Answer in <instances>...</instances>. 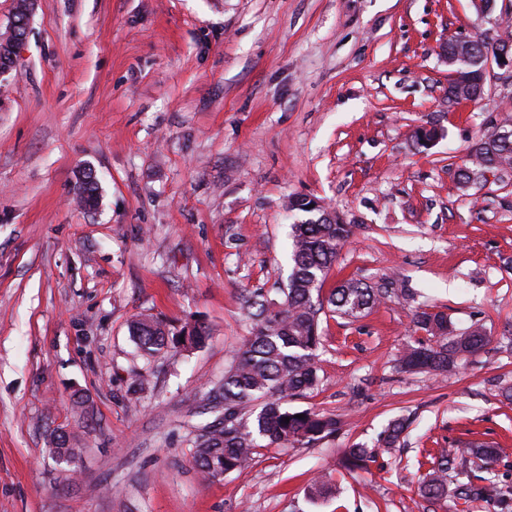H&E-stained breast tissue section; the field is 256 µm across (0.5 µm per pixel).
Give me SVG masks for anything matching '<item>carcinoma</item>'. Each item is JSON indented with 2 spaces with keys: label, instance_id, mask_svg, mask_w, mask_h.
<instances>
[{
  "label": "carcinoma",
  "instance_id": "obj_1",
  "mask_svg": "<svg viewBox=\"0 0 512 512\" xmlns=\"http://www.w3.org/2000/svg\"><path fill=\"white\" fill-rule=\"evenodd\" d=\"M504 49L512 57L511 36L488 41L475 35L469 61L453 85L456 95L466 101L480 99L485 91L481 83L484 58ZM511 166L512 124L505 120L475 139L467 162L457 171V180L466 182L469 170L495 172ZM98 200V182L88 170L83 174L82 193L77 201L91 208ZM312 203L314 200L304 196L288 200L290 211L309 212L313 218L293 225V266L286 286L280 289V298L270 297L262 288L242 295L241 307L251 321V331L219 382L224 414L204 426L194 442L193 463L205 479L244 470L258 448L312 447L336 432L335 417L292 410L287 399L303 396L317 386L315 359L324 305L340 317L355 318L379 303L380 297L363 280L350 278L340 282L327 300L320 299L339 249L352 237V226L333 212L310 207ZM412 322L435 342L425 345L417 341L406 346L399 365L407 372L441 374L466 362L491 342L481 327L459 331L443 312L428 306L416 308ZM130 334L143 353L153 355L171 346L197 348L205 343L209 331L199 319H191L179 331L172 332L159 321L138 318L132 322ZM406 429V420L391 421L381 446L387 451L399 447ZM50 437L58 458L75 459L77 449L71 446L68 433L53 432ZM498 455L496 448H474L469 458L444 454L433 457L422 476L420 492L429 500L440 501L448 496V477L452 476L457 498L466 503L481 500L492 512H512V498L506 497L494 479L482 476ZM374 458L375 449L355 446L345 449L343 464L351 471H367Z\"/></svg>",
  "mask_w": 512,
  "mask_h": 512
}]
</instances>
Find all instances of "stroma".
I'll return each mask as SVG.
<instances>
[{
	"instance_id": "obj_1",
	"label": "stroma",
	"mask_w": 512,
	"mask_h": 512,
	"mask_svg": "<svg viewBox=\"0 0 512 512\" xmlns=\"http://www.w3.org/2000/svg\"><path fill=\"white\" fill-rule=\"evenodd\" d=\"M491 28L470 0H34L0 78V512H488L419 491L417 459L477 445L501 449L512 490V169L456 178L512 118V72L457 104L444 51ZM420 126L443 136L420 149ZM85 168L93 209L75 201ZM295 194L354 227L326 288L406 280L420 298L323 315L318 385L289 406L335 415L336 434L205 482L193 442L250 328L243 289L287 282ZM419 302L490 345L404 372ZM143 316L210 336L150 358L129 331ZM397 418L401 448L349 473L344 449ZM323 472L334 493L311 498Z\"/></svg>"
}]
</instances>
